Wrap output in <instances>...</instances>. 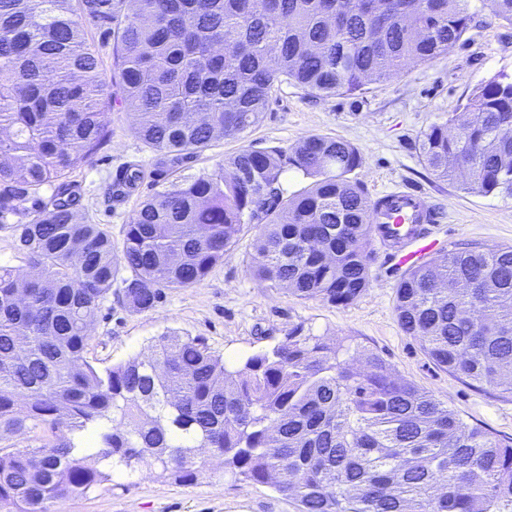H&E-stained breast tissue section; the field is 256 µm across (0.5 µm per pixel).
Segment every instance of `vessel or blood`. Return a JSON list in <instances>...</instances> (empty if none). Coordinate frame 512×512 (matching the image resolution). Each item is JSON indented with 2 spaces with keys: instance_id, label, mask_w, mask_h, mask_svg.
Listing matches in <instances>:
<instances>
[{
  "instance_id": "obj_1",
  "label": "vessel or blood",
  "mask_w": 512,
  "mask_h": 512,
  "mask_svg": "<svg viewBox=\"0 0 512 512\" xmlns=\"http://www.w3.org/2000/svg\"><path fill=\"white\" fill-rule=\"evenodd\" d=\"M370 211L377 240L395 269L415 268L442 251V242L427 230L437 215L421 190L397 187L377 193Z\"/></svg>"
}]
</instances>
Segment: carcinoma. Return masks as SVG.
Masks as SVG:
<instances>
[{
  "instance_id": "carcinoma-1",
  "label": "carcinoma",
  "mask_w": 512,
  "mask_h": 512,
  "mask_svg": "<svg viewBox=\"0 0 512 512\" xmlns=\"http://www.w3.org/2000/svg\"><path fill=\"white\" fill-rule=\"evenodd\" d=\"M469 0H0V219L24 269L0 265V441L40 428L34 448H0L6 512L112 480L190 483L206 448L236 481L269 484L298 512H500L512 505V441L465 423L395 376L378 354L330 345L299 324L228 367L201 336L166 331L152 354L100 370L84 358L101 305L154 309L200 285L244 224L254 277L299 299L346 306L369 286L374 226L348 141L312 135L289 152L246 147L216 169L185 159L256 126L273 91L358 92L431 63L472 22ZM512 24V0H481ZM112 45V74L78 19ZM119 102L135 137L172 175L112 231L75 216L67 179L111 139ZM425 169L512 198V77L496 75L419 141ZM311 183L288 194L284 167ZM145 178L124 164L125 194ZM51 194H46V188ZM401 329L438 368L512 396V246L457 244L395 289ZM354 352L359 366L343 355Z\"/></svg>"
}]
</instances>
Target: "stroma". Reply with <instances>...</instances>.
<instances>
[{"label": "stroma", "instance_id": "35a3bbf8", "mask_svg": "<svg viewBox=\"0 0 512 512\" xmlns=\"http://www.w3.org/2000/svg\"><path fill=\"white\" fill-rule=\"evenodd\" d=\"M468 7L473 16L468 30L434 62L409 65L360 95L314 98L295 86H280L259 124L213 143L184 165L183 175L213 170L248 146L285 151L311 135L340 137L361 154L353 176L366 194L395 185L420 189L438 214L432 232L448 244L512 245V198L470 193L437 180L419 154L421 133L455 115L474 87L500 73L512 75V25L492 16L481 0H470ZM134 120L127 107L113 106L109 144L70 176L82 207L96 223L111 227L117 245L138 201L170 182L135 137ZM133 160L144 165L145 180L134 196L113 197L117 167ZM260 232V225H243L223 263L200 285L165 290L151 311L130 312L114 297L104 302L86 360L103 369L145 356L157 336L177 330L205 337L232 366L273 347L301 324L328 341L380 354L398 376L428 391L465 423L499 439L512 438V397L499 396L490 387L475 390L437 368L419 342L402 331L393 310L401 275L390 268L381 248L373 250L367 292L349 305L336 306L317 297L301 300L286 288L256 280L251 267ZM52 512H297V506L271 486L225 476L220 459L213 458L193 483L175 484L154 475L117 477L89 493L57 501Z\"/></svg>", "mask_w": 512, "mask_h": 512}]
</instances>
